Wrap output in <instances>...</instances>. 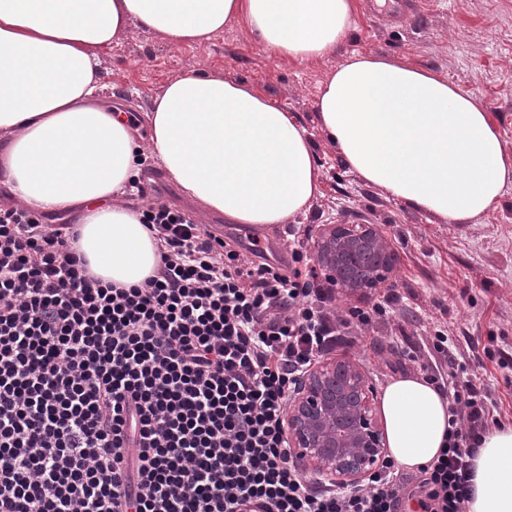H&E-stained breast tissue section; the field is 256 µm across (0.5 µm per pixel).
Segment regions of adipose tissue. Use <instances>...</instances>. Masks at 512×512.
I'll list each match as a JSON object with an SVG mask.
<instances>
[{
  "label": "adipose tissue",
  "instance_id": "adipose-tissue-1",
  "mask_svg": "<svg viewBox=\"0 0 512 512\" xmlns=\"http://www.w3.org/2000/svg\"><path fill=\"white\" fill-rule=\"evenodd\" d=\"M355 0H0V184L39 211H78L75 248L90 274L139 285L157 273V242L122 202L158 160L201 213L275 226L303 213L319 168L304 129L252 86L190 69L163 86L139 142L103 106L99 48L130 31L178 45L204 42L230 21L277 56L321 59L344 39ZM345 164L393 199L448 223L484 215L512 183L475 97L409 64L355 54L316 102ZM390 459L416 471L448 446L449 404L419 374L381 396ZM466 512H512V426L484 434L471 460Z\"/></svg>",
  "mask_w": 512,
  "mask_h": 512
}]
</instances>
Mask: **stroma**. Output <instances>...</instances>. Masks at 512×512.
Returning a JSON list of instances; mask_svg holds the SVG:
<instances>
[{
	"mask_svg": "<svg viewBox=\"0 0 512 512\" xmlns=\"http://www.w3.org/2000/svg\"><path fill=\"white\" fill-rule=\"evenodd\" d=\"M356 0L352 27L332 54L297 62L275 57L243 24L230 22L204 43L168 44L133 32L99 49L101 99L139 115L156 93L188 68H202L250 84L306 131L320 169L319 189L307 210L271 228L282 255L311 254L325 224H374L397 254L388 287L368 293L335 292L344 314L386 298V324L345 338L330 351L359 360L374 393L405 373L434 367L446 382H489L512 425V367L489 361L486 350L512 354V185L479 219L449 224L388 197L350 171L322 130L316 101L323 83L351 54L401 59L440 74L472 92L512 159V0H426L403 21L370 14Z\"/></svg>",
	"mask_w": 512,
	"mask_h": 512,
	"instance_id": "obj_1",
	"label": "stroma"
}]
</instances>
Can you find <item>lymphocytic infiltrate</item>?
Here are the masks:
<instances>
[{
	"label": "lymphocytic infiltrate",
	"instance_id": "lymphocytic-infiltrate-1",
	"mask_svg": "<svg viewBox=\"0 0 512 512\" xmlns=\"http://www.w3.org/2000/svg\"><path fill=\"white\" fill-rule=\"evenodd\" d=\"M161 265L144 285L87 276L71 227L0 208V512H465L470 459L497 422L487 386L453 390L448 446L417 486L385 461L356 488L307 478L288 453L299 377L339 328L291 253L281 266L165 204L142 212Z\"/></svg>",
	"mask_w": 512,
	"mask_h": 512
}]
</instances>
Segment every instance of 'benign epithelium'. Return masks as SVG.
I'll return each mask as SVG.
<instances>
[{"label": "benign epithelium", "mask_w": 512, "mask_h": 512, "mask_svg": "<svg viewBox=\"0 0 512 512\" xmlns=\"http://www.w3.org/2000/svg\"><path fill=\"white\" fill-rule=\"evenodd\" d=\"M313 254L328 280L349 292H368L390 280L396 252L374 224H328ZM371 386L351 358L319 361L299 378L286 429L292 456L322 483L360 485L384 459L382 432L369 408Z\"/></svg>", "instance_id": "obj_1"}]
</instances>
